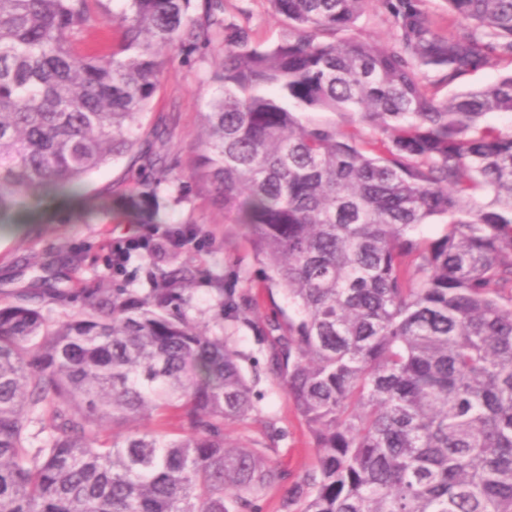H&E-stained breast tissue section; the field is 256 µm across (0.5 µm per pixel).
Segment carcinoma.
I'll use <instances>...</instances> for the list:
<instances>
[{
  "label": "carcinoma",
  "mask_w": 512,
  "mask_h": 512,
  "mask_svg": "<svg viewBox=\"0 0 512 512\" xmlns=\"http://www.w3.org/2000/svg\"><path fill=\"white\" fill-rule=\"evenodd\" d=\"M116 2L0 0V227L128 155L148 175L122 207L167 223L166 143L141 134L160 48L220 52L196 177L293 308L265 325L268 368L317 455L278 512H512V127L483 122L512 114V74L438 95L512 63V0H445L446 29L381 0L385 44L357 25L367 0H268V46L224 0ZM434 217L445 233L417 236ZM194 280L134 305L74 281L54 321L0 306V512H261L287 474L228 435L252 388L234 336L187 317ZM512 69V65L509 63H499L494 66L485 68L481 71H478L474 74H471L467 76L466 78L462 79L461 81L457 82L454 85H451L450 87H442L440 88L439 95L445 96L448 94V92H459L471 88L480 87L486 84H491L496 82L500 77L507 72H510Z\"/></svg>",
  "instance_id": "obj_1"
}]
</instances>
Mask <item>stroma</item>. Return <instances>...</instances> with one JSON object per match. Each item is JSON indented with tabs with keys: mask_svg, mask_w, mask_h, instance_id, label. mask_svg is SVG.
<instances>
[{
	"mask_svg": "<svg viewBox=\"0 0 512 512\" xmlns=\"http://www.w3.org/2000/svg\"><path fill=\"white\" fill-rule=\"evenodd\" d=\"M224 6L229 17L241 9L249 14L256 40L272 43L279 39L280 30L268 17V0H224ZM216 60L213 53L188 61L173 57L142 129L146 143L163 138L173 165L174 179L163 191L170 225H194L202 235L199 245L174 248L163 243L150 255L132 254L125 271L113 270L112 243L136 230L120 208L119 198L135 187L139 168L123 158L93 172L81 198L54 196L25 204L16 227L0 234V304L22 300L28 289L44 282L69 287L75 278L106 296L113 289H126L127 299L134 302L149 287L148 273L191 267L196 280L188 317L209 334H233L238 349L250 356L243 369L253 383L256 409L232 427L231 435L250 443L263 440L269 429L281 430L272 459L295 482L315 469L316 455L304 421L285 388L268 371L270 348L260 340L267 318L288 303L283 296L267 294L262 286L265 267L255 258L247 236L240 226L226 223L223 210L192 178L196 165L192 141ZM216 279L246 293L251 306L245 321L225 322L224 309L213 290Z\"/></svg>",
	"mask_w": 512,
	"mask_h": 512,
	"instance_id": "stroma-1",
	"label": "stroma"
}]
</instances>
